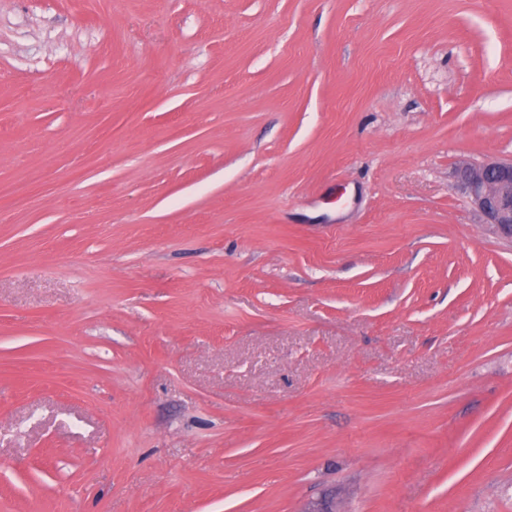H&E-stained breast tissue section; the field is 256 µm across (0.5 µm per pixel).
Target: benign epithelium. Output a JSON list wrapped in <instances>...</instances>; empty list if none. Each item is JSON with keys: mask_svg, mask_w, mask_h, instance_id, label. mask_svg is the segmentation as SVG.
<instances>
[{"mask_svg": "<svg viewBox=\"0 0 512 512\" xmlns=\"http://www.w3.org/2000/svg\"><path fill=\"white\" fill-rule=\"evenodd\" d=\"M459 179L488 230L512 240V160L466 163L459 168Z\"/></svg>", "mask_w": 512, "mask_h": 512, "instance_id": "1", "label": "benign epithelium"}]
</instances>
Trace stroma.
Masks as SVG:
<instances>
[{
    "instance_id": "1",
    "label": "stroma",
    "mask_w": 512,
    "mask_h": 512,
    "mask_svg": "<svg viewBox=\"0 0 512 512\" xmlns=\"http://www.w3.org/2000/svg\"><path fill=\"white\" fill-rule=\"evenodd\" d=\"M510 157L512 0H0V512H512ZM459 179L488 230L512 241V160L463 164Z\"/></svg>"
}]
</instances>
